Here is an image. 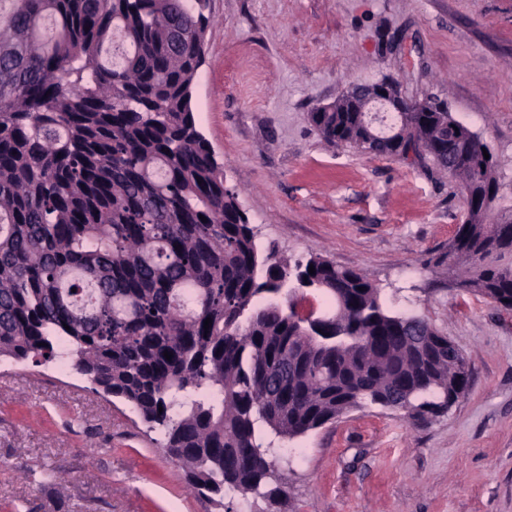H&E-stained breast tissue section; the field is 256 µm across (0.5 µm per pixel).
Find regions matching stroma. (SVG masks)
<instances>
[{
	"instance_id": "stroma-1",
	"label": "stroma",
	"mask_w": 512,
	"mask_h": 512,
	"mask_svg": "<svg viewBox=\"0 0 512 512\" xmlns=\"http://www.w3.org/2000/svg\"><path fill=\"white\" fill-rule=\"evenodd\" d=\"M192 89L265 252L359 268L386 307L464 355L470 386L414 423L377 406L279 438L287 504L190 490L158 430L61 358H0V512H512V309L455 285L460 182L428 156L327 143L310 112L350 83L394 80L490 147L493 216L512 214V0H209ZM54 471L52 483L42 476Z\"/></svg>"
}]
</instances>
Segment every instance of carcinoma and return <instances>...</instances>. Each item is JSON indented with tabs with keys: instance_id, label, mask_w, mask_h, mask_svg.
<instances>
[{
	"instance_id": "obj_1",
	"label": "carcinoma",
	"mask_w": 512,
	"mask_h": 512,
	"mask_svg": "<svg viewBox=\"0 0 512 512\" xmlns=\"http://www.w3.org/2000/svg\"><path fill=\"white\" fill-rule=\"evenodd\" d=\"M206 8L11 0L0 20V357L63 349L162 432L199 495L273 501L286 495L268 487L274 438L368 404L423 419L469 383L438 331L390 311L363 270L262 253L192 109ZM309 119L333 144L371 137L358 112ZM455 128L449 112H411L381 154L424 151L459 179L466 213L448 255L460 286L512 309V215L490 221L492 159ZM292 279L330 298L329 334L296 296L259 303Z\"/></svg>"
}]
</instances>
